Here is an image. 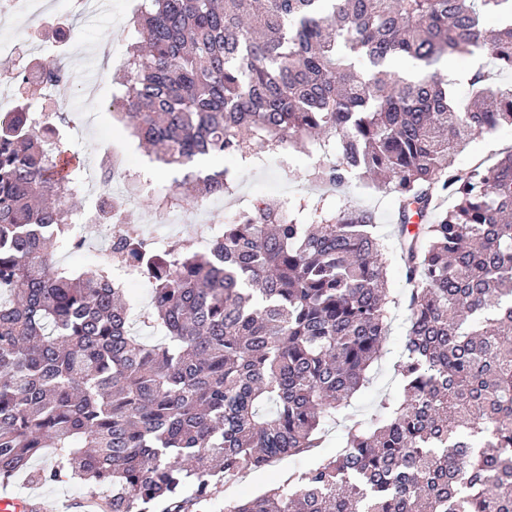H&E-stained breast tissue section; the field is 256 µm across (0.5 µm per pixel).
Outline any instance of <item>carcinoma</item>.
<instances>
[{"instance_id":"cac0c4a2","label":"carcinoma","mask_w":512,"mask_h":512,"mask_svg":"<svg viewBox=\"0 0 512 512\" xmlns=\"http://www.w3.org/2000/svg\"><path fill=\"white\" fill-rule=\"evenodd\" d=\"M487 13L500 27L484 28ZM512 0H150L137 21L119 119L176 171L159 211L231 186L196 161L316 146L312 173L395 192L410 327L404 397L351 426L336 455L228 512H512V152L461 168L476 135L512 126V86L482 68L459 104L441 64L481 53L512 70ZM399 57L419 65L410 77ZM53 60L18 85L57 86ZM63 112L25 104L0 122V482H82L103 512H205L221 479L319 446L369 382L395 298L390 249L364 213L313 223L265 200L220 227L213 249L160 254L119 203L112 250L87 269L72 230L79 163ZM452 206L429 223L442 197ZM146 279L135 308L113 277ZM53 453L48 469L31 460Z\"/></svg>"}]
</instances>
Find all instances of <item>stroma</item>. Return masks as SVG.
<instances>
[{
  "label": "stroma",
  "instance_id": "stroma-1",
  "mask_svg": "<svg viewBox=\"0 0 512 512\" xmlns=\"http://www.w3.org/2000/svg\"><path fill=\"white\" fill-rule=\"evenodd\" d=\"M69 6L70 0H55L53 12L38 18L22 8L8 15H0V34L13 37L28 59L37 62L60 54L64 56L71 73L69 83L56 87L54 96L37 91L29 96V103L37 111H50L56 105H65L70 113L65 147L75 153L81 169L97 167V141L104 134L116 131L121 135L117 148L122 152H131L135 170L146 172L155 190L170 189L172 173L151 160L108 108L110 101L123 93L119 76L129 47L137 39L135 14L128 7L127 0H106L103 8L85 10L74 23L58 22L57 11L68 9ZM87 70L95 74L93 82L89 84L81 79L82 73ZM92 98L98 100L100 106L94 124L87 125L83 122V115ZM286 159V165L272 164L266 167L243 162L237 156L217 157L202 162V169L224 168L234 177L233 195L214 199L210 221L229 223L238 214L250 209L257 200L280 202L284 199L285 191L298 185H309V174L319 165L315 153L292 150L287 153ZM329 202L343 208L371 212L377 233L386 238L392 237L398 222V201L394 193L374 188L368 181L354 179L346 186L337 188ZM406 330L407 310L401 306L391 313V332L383 344L384 356L371 372V384L354 399L349 418L341 417L325 426L324 441L312 456L303 459L285 457L271 467L250 472L246 488H239L235 484L225 485L218 499L210 503L209 512H222L225 502L265 491L279 474L298 473L309 468L316 458L335 454L337 448L343 446L353 420L366 419L383 397L395 401L402 399L403 387L393 372V364L402 354ZM5 491L17 497H39L44 506L43 512H82L80 504L86 499V488L79 481L36 484L24 474L7 484Z\"/></svg>",
  "mask_w": 512,
  "mask_h": 512
}]
</instances>
